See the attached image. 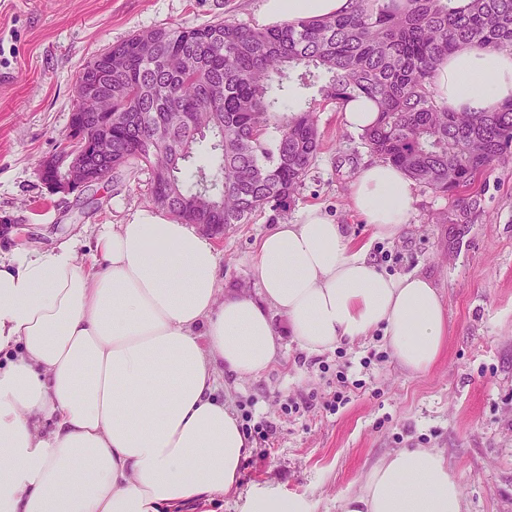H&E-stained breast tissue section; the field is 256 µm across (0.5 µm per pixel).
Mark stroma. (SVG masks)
<instances>
[{
  "label": "stroma",
  "mask_w": 512,
  "mask_h": 512,
  "mask_svg": "<svg viewBox=\"0 0 512 512\" xmlns=\"http://www.w3.org/2000/svg\"><path fill=\"white\" fill-rule=\"evenodd\" d=\"M263 0H0V249H46L77 237L87 256L101 225L153 210L149 174L124 186L104 180L85 193H50L43 161L62 147L75 83L96 55L136 32L230 18L264 26ZM323 148L288 210L298 221L321 207L357 243H370L390 276L432 278L448 312V345L423 373L401 366L375 335L307 354L282 338L261 377L225 375L236 414L269 423L268 455L249 453L235 492L181 512H255L258 494L305 499L311 512H341L367 471L401 448H439L462 484L467 512H512V161L481 176L469 224H437L448 198L418 187L394 240L376 239L350 207L351 185L370 155L334 108L318 113ZM265 219L215 236L225 286L258 287L250 276ZM341 395L330 406L333 395Z\"/></svg>",
  "instance_id": "obj_1"
}]
</instances>
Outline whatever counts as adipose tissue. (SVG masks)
<instances>
[{
	"instance_id": "ef3b65f1",
	"label": "adipose tissue",
	"mask_w": 512,
	"mask_h": 512,
	"mask_svg": "<svg viewBox=\"0 0 512 512\" xmlns=\"http://www.w3.org/2000/svg\"><path fill=\"white\" fill-rule=\"evenodd\" d=\"M349 0H265L271 23L344 13ZM452 112L512 101V54L464 47L434 75ZM416 184L372 161L351 186L374 237L396 238ZM78 240L0 255V512H169L234 492L252 442L219 375L262 376L281 344L310 354L382 331L409 371L436 364L448 317L430 278L381 272L320 208L274 225L250 271L259 297L225 290L212 237L142 213ZM344 512H464L436 449H403L367 473Z\"/></svg>"
}]
</instances>
